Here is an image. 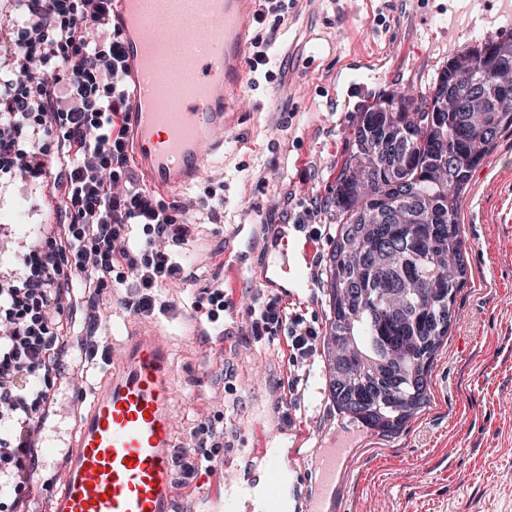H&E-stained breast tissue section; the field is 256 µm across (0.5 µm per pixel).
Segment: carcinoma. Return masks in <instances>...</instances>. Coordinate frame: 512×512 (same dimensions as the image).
Instances as JSON below:
<instances>
[{
	"label": "carcinoma",
	"instance_id": "cac0c4a2",
	"mask_svg": "<svg viewBox=\"0 0 512 512\" xmlns=\"http://www.w3.org/2000/svg\"><path fill=\"white\" fill-rule=\"evenodd\" d=\"M512 39L461 49L428 92L377 98L358 113L330 189L336 233L323 282L328 399L342 417L397 433L430 401L438 350L466 283L459 222L472 171L512 128ZM463 93L471 111L443 112ZM404 146L394 165L388 145Z\"/></svg>",
	"mask_w": 512,
	"mask_h": 512
}]
</instances>
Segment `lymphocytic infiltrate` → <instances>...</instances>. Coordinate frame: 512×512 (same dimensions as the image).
Segmentation results:
<instances>
[{
	"instance_id": "obj_1",
	"label": "lymphocytic infiltrate",
	"mask_w": 512,
	"mask_h": 512,
	"mask_svg": "<svg viewBox=\"0 0 512 512\" xmlns=\"http://www.w3.org/2000/svg\"><path fill=\"white\" fill-rule=\"evenodd\" d=\"M0 15V178L34 186L57 177L69 215L60 228L0 233V498L32 484L41 419L65 362L71 321L66 286L85 299L82 321L104 330L99 297L123 287L125 309L165 312L167 285L184 274L174 246L192 241L191 213H217L223 196L168 202L139 187L129 148L128 66L112 0H6ZM249 340L288 353L289 390L303 383L319 330L274 295L245 309ZM194 454L177 459L184 479L208 470L224 434L201 421Z\"/></svg>"
}]
</instances>
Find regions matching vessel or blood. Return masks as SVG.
Instances as JSON below:
<instances>
[{
    "mask_svg": "<svg viewBox=\"0 0 512 512\" xmlns=\"http://www.w3.org/2000/svg\"><path fill=\"white\" fill-rule=\"evenodd\" d=\"M257 0H116L115 21L133 82L129 131L142 184L168 193L190 189L207 155L222 152L216 133L239 118L247 88L248 36ZM183 84L180 111L167 90ZM237 226L218 263L231 290L244 284ZM198 291L179 300L181 322L202 351L220 353L222 325L207 316ZM111 368L101 383L83 377L92 400L78 411L51 512H176V459L190 452L172 415L173 353L158 330L108 339ZM257 479H232L222 467L205 476L204 512H329L343 450L316 451L318 480L303 484L301 455L287 438L268 437L247 452Z\"/></svg>",
    "mask_w": 512,
    "mask_h": 512,
    "instance_id": "vessel-or-blood-1",
    "label": "vessel or blood"
}]
</instances>
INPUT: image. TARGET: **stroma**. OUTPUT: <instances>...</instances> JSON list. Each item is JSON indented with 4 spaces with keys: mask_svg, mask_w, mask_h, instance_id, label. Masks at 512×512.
I'll use <instances>...</instances> for the list:
<instances>
[{
    "mask_svg": "<svg viewBox=\"0 0 512 512\" xmlns=\"http://www.w3.org/2000/svg\"><path fill=\"white\" fill-rule=\"evenodd\" d=\"M283 5V21L270 15L253 29L268 62L249 76L240 118L224 128L223 153L209 157L195 185L176 195L192 199L210 188L223 193L224 207L216 218H202L196 239L176 252L189 271L185 288L207 291L234 225H252V239L241 245L248 296L263 289L255 273L267 260V239L287 242L290 258L306 266L305 284L293 288L283 280L273 293L321 328L324 268L313 256L330 250L335 229L327 198L362 104L393 91H425L459 47L512 35V11L494 0L483 24L452 29L443 15L448 0ZM300 215L307 225L325 228L317 250L307 249V232L295 225ZM64 219L52 184L16 181L0 192V225L26 231ZM460 223L467 282L434 361L430 401L401 432L384 437L336 415L323 353H316L307 383L292 395L286 356L235 332L216 389L198 396L197 374L213 360L174 327L172 411L179 432L206 414L223 428L232 455L252 438L253 423L274 408L290 413L291 430L307 433V447L334 439L349 448L333 512H512V129L473 171ZM65 461L55 455L5 512H48Z\"/></svg>",
    "mask_w": 512,
    "mask_h": 512,
    "instance_id": "stroma-1",
    "label": "stroma"
}]
</instances>
